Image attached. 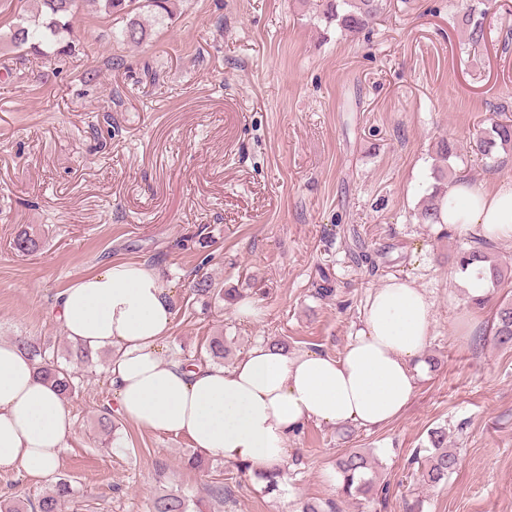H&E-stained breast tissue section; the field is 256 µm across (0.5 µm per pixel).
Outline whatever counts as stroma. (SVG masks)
Instances as JSON below:
<instances>
[{"label":"stroma","instance_id":"stroma-1","mask_svg":"<svg viewBox=\"0 0 512 512\" xmlns=\"http://www.w3.org/2000/svg\"><path fill=\"white\" fill-rule=\"evenodd\" d=\"M470 13L484 42L469 38ZM144 23L150 40L134 47L115 38L119 21L86 12L80 50L59 65L0 45V341L65 349L56 293L126 260L160 270L176 295L171 356L193 357L218 330L235 359L278 341L337 356L370 291L410 279L434 324L408 409L371 430L307 423L270 494L223 463L230 496L210 510L302 512L338 498L328 476L359 448L388 491L342 512H512V348L492 330L502 293L471 304L456 272L471 232L415 218L440 140L456 143L457 174L486 188L512 179V148L477 147L492 120L512 119V0H387L355 35L314 0H178L172 19ZM24 230L37 251L16 249ZM204 276L226 293L207 316L189 304ZM244 300L259 318L237 315ZM107 359L76 369L56 474L0 472V496L37 497L61 474L82 501L63 512H148L161 492L206 498V478L182 464L185 436L124 419L101 432L100 411L115 406ZM436 428L460 464L431 486L415 453Z\"/></svg>","mask_w":512,"mask_h":512}]
</instances>
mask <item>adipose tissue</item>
<instances>
[{
    "label": "adipose tissue",
    "mask_w": 512,
    "mask_h": 512,
    "mask_svg": "<svg viewBox=\"0 0 512 512\" xmlns=\"http://www.w3.org/2000/svg\"><path fill=\"white\" fill-rule=\"evenodd\" d=\"M445 200L442 223L512 239V180L489 190L460 179ZM175 306L160 271L113 261L61 290L53 312L73 340L111 350L107 371L124 419L276 478L288 467L289 435L308 422L371 429L398 418L415 395L434 322L424 292L390 277L370 292L363 324L340 355L261 343L228 366H190L167 351ZM73 428L35 362L17 342L0 341V471L53 473Z\"/></svg>",
    "instance_id": "1"
}]
</instances>
